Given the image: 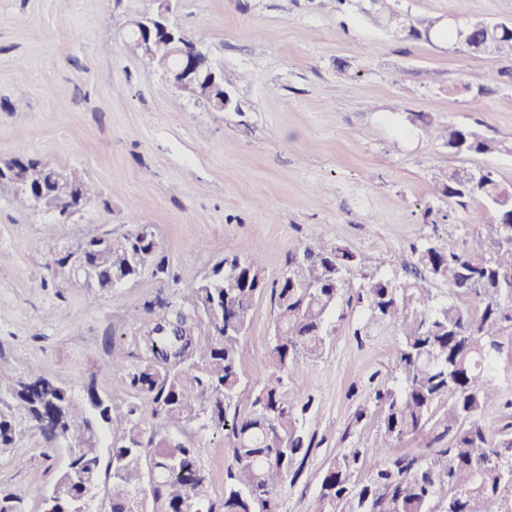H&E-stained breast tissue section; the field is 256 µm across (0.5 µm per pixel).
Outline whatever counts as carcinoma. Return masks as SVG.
<instances>
[{"instance_id":"1","label":"carcinoma","mask_w":512,"mask_h":512,"mask_svg":"<svg viewBox=\"0 0 512 512\" xmlns=\"http://www.w3.org/2000/svg\"><path fill=\"white\" fill-rule=\"evenodd\" d=\"M372 16L404 37L457 40L453 23L437 27L426 16L396 14L395 0H371ZM468 50L512 58V36L494 25L475 32ZM154 50L178 69L181 56L169 42ZM437 138L457 155L512 153V145L448 124ZM78 197L95 196L93 185L77 169L68 172ZM20 179L50 196L52 169L33 158L18 157L0 167V183ZM436 193L460 208L482 203L492 211L484 243L464 251L448 238L412 246L416 258L411 280L396 283L372 277L347 295L356 255L321 237L293 254L288 271L268 283L262 263L225 246L205 279L186 285L192 310L168 304L146 305L154 316L142 340L149 358L132 368L114 360L100 373L128 389L121 406L90 383L81 396L43 374L12 388L22 415L42 435L43 455L62 448L77 457L51 485L54 512H72L88 488L104 486L109 512H280L277 490L297 477L311 443L302 419L310 402L288 394L287 380L304 363L319 359L330 336V315L339 305L356 304L398 330L396 368L400 377L376 386L368 407L381 417L376 438L338 452L323 468L320 497L330 512H512V466L500 456L512 451V424L494 435L481 421L499 397L496 363L512 347V243L502 239L499 221L508 209L512 188L489 169L470 180L456 169L440 181ZM97 271V289L109 292L121 281L148 273L159 280L168 261L155 242L136 231L122 237H83L67 246ZM234 275L235 288H205ZM448 288L440 302L431 284ZM271 289L276 306L272 364L258 370L250 409L233 412L241 396L240 342L257 297ZM471 297L475 305L462 304ZM211 312L215 320L202 319ZM150 406L148 424L142 401ZM222 432L230 428L235 464L226 474L224 494L210 492L209 474L198 446L170 430ZM423 448L396 452L411 438ZM16 441L13 417L0 414V448ZM107 454H102V448ZM366 472L363 480L357 474ZM0 512H25L24 497L0 491Z\"/></svg>"}]
</instances>
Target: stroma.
Returning a JSON list of instances; mask_svg holds the SVG:
<instances>
[{
    "instance_id": "35a3bbf8",
    "label": "stroma",
    "mask_w": 512,
    "mask_h": 512,
    "mask_svg": "<svg viewBox=\"0 0 512 512\" xmlns=\"http://www.w3.org/2000/svg\"><path fill=\"white\" fill-rule=\"evenodd\" d=\"M150 0H0V159L36 158L77 168L97 193L68 217L20 208L0 187V412H15L12 383L41 373L83 394L89 383L127 398L98 378L111 359L136 365L147 303L191 308L186 284L223 257L228 241L258 257L268 282L316 237L352 251L351 279L407 278L411 247L452 236L472 249L491 213L452 209L437 181L456 168H488L512 187V155H453L436 138L453 123L512 140L507 58L477 55L434 38L399 39L368 16L365 0H178L175 18L191 39L237 78L240 111L210 110L170 85L124 48V23ZM400 10L439 26L465 14L491 20L500 0H399ZM453 219H446V212ZM152 225L168 276L151 275L108 293L52 273L51 256L83 236ZM276 308L256 300L240 346L245 384L270 362ZM317 361L288 382L310 399L303 416L312 442L297 478L278 491L280 512H326L319 498L325 461L373 440L377 412L357 417L372 389L396 374L398 336L388 322L355 307L334 312ZM490 432L512 423V355L498 362ZM44 441L20 424L0 451V489L22 494L26 512L64 465L43 455ZM202 458L221 495L234 458L224 433L206 434ZM25 457L18 466L17 457Z\"/></svg>"
}]
</instances>
